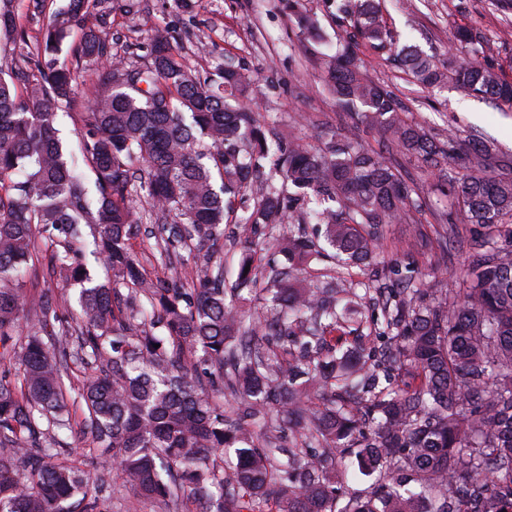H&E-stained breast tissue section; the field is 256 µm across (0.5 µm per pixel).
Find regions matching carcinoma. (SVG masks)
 <instances>
[{
	"instance_id": "carcinoma-1",
	"label": "carcinoma",
	"mask_w": 512,
	"mask_h": 512,
	"mask_svg": "<svg viewBox=\"0 0 512 512\" xmlns=\"http://www.w3.org/2000/svg\"><path fill=\"white\" fill-rule=\"evenodd\" d=\"M91 7L54 12L23 77L0 69V512H100L104 481L66 452L73 436L111 461L131 492L125 512L148 501L178 512L188 492L200 512H512V158L477 144L476 172L448 181L454 138L429 137L360 75L356 40L392 44L378 0H342L353 31L328 70L336 106L449 183L471 229L464 274L444 290L408 268L327 296L294 271L325 254L321 237L344 275L385 267L384 225L408 215L406 183L348 138L283 143L244 101L247 69L204 78L165 36L134 64L91 31L79 58L60 62ZM455 40L471 59L453 70L410 46L394 61L424 87L452 81L512 109V82L467 31ZM86 59L102 67L89 105L78 99ZM62 108L84 131L92 188L64 157ZM492 157L502 174L481 172ZM136 161L165 257L217 245L236 214V289L265 283L260 314L227 302L219 257L146 274L128 245ZM300 200L312 208L296 222ZM44 247L49 278L80 285L74 319L51 289L24 292ZM91 264L112 277L96 280ZM22 320L23 340L7 343ZM284 418L288 450L271 436ZM349 466L373 482L337 487Z\"/></svg>"
}]
</instances>
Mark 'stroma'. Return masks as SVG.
I'll return each mask as SVG.
<instances>
[{"label": "stroma", "mask_w": 512, "mask_h": 512, "mask_svg": "<svg viewBox=\"0 0 512 512\" xmlns=\"http://www.w3.org/2000/svg\"><path fill=\"white\" fill-rule=\"evenodd\" d=\"M381 6L395 46L416 45L449 68L466 56L453 44L454 32L466 28L484 62L512 81V0H382ZM300 13L316 20L318 37L300 32L295 23ZM87 25L111 44L114 55L132 61L144 57L158 37L167 36L184 62L202 74L230 63L246 67L256 80L249 105L283 136L313 145L331 132L354 135L366 148L382 152L418 203L405 221L389 225L386 263L414 268L440 288L459 278L463 266L456 253L445 256L417 247L415 241L419 234L443 230L447 212L453 224L465 228L463 213L451 211L435 179L424 175L417 161L391 146L382 132L340 111L328 92L325 62L349 27L336 12V0H192L186 8L174 0H99ZM356 52L362 76L391 91L409 121L432 136L454 138L457 154L448 162L449 179L466 174L463 159L473 137L512 149V110L451 85L419 87L394 67L388 53L364 45ZM132 206L141 231L131 239V248L151 270L156 265L151 247L157 211L139 194Z\"/></svg>", "instance_id": "35a3bbf8"}]
</instances>
